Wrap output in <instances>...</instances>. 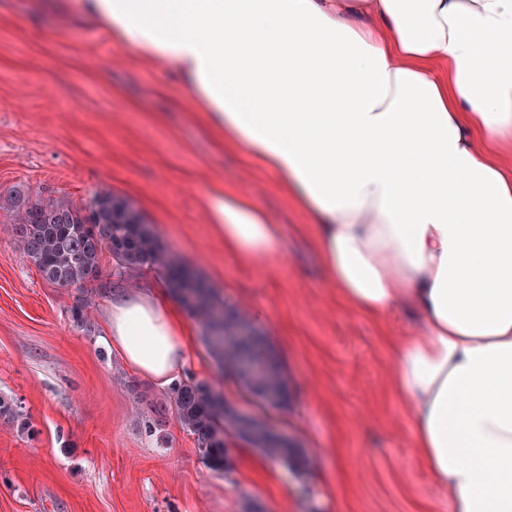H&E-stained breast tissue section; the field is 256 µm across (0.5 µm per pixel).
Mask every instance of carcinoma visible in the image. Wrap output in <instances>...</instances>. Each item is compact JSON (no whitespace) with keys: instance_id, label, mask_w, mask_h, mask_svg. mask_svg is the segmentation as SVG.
<instances>
[{"instance_id":"carcinoma-1","label":"carcinoma","mask_w":512,"mask_h":512,"mask_svg":"<svg viewBox=\"0 0 512 512\" xmlns=\"http://www.w3.org/2000/svg\"><path fill=\"white\" fill-rule=\"evenodd\" d=\"M14 230L20 250L43 279L60 286H83L99 270L108 251L119 274L133 275L146 266L164 269L172 292L196 318L204 343L220 366L265 405L278 408L288 398V381L270 352L265 336L251 328L244 312L220 300L213 286L165 253L156 234L126 200L108 190L97 192L86 213L61 202L29 205L17 194ZM148 434H160L172 414L193 435L204 460L214 470L231 468L230 440L237 438L273 461L304 473L310 461L304 451L282 441L264 422L238 412L205 381L187 376L173 383L162 401L150 403Z\"/></svg>"}]
</instances>
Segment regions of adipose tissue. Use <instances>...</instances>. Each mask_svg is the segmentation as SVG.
<instances>
[{
  "label": "adipose tissue",
  "mask_w": 512,
  "mask_h": 512,
  "mask_svg": "<svg viewBox=\"0 0 512 512\" xmlns=\"http://www.w3.org/2000/svg\"><path fill=\"white\" fill-rule=\"evenodd\" d=\"M172 69L205 123L317 221L337 295L379 320L413 443L448 512H512V0H78ZM224 250L279 252L250 200L212 191ZM110 339L170 385L192 349L152 288L116 293Z\"/></svg>",
  "instance_id": "adipose-tissue-1"
}]
</instances>
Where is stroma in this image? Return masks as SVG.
<instances>
[{"instance_id": "35a3bbf8", "label": "stroma", "mask_w": 512, "mask_h": 512, "mask_svg": "<svg viewBox=\"0 0 512 512\" xmlns=\"http://www.w3.org/2000/svg\"><path fill=\"white\" fill-rule=\"evenodd\" d=\"M74 4L0 0V397L29 423L0 418V512H247L253 500L264 512H448L413 446L384 342L411 321L396 312L380 322L342 302L312 218L282 183L207 127L176 75L78 20ZM216 187L276 224L278 256L256 266L225 253L206 211ZM19 189L73 207L112 190L242 308L285 369L287 404L248 397L198 333L186 371L293 439L311 474L238 441L232 469L213 470L173 418L166 445L146 435L148 403L163 388L109 341L110 253L84 286L48 283L15 245ZM82 304L85 330L71 316Z\"/></svg>"}]
</instances>
